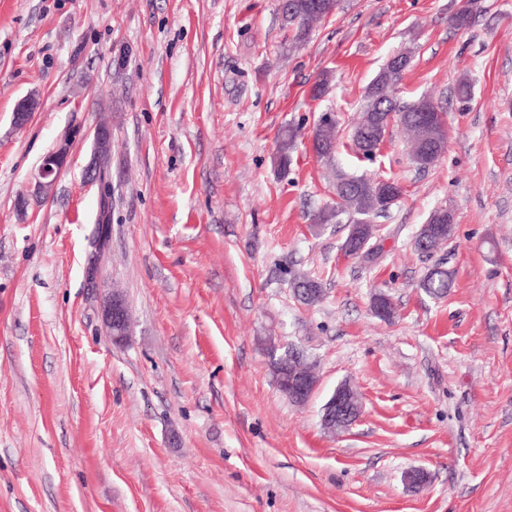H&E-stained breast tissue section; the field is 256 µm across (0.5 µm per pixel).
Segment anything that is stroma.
Wrapping results in <instances>:
<instances>
[{
  "mask_svg": "<svg viewBox=\"0 0 512 512\" xmlns=\"http://www.w3.org/2000/svg\"><path fill=\"white\" fill-rule=\"evenodd\" d=\"M457 5L341 0L298 47L277 0H0V512H512V0H474L466 30ZM406 49L401 99L445 114L425 170L395 122L373 158L349 147L366 86ZM325 112L333 161L300 141L277 170L280 127ZM103 124L102 244L85 170ZM339 171L403 186L374 262L343 255L344 225L310 221L335 205ZM441 206L453 236L419 255ZM437 264L453 280L441 299L419 286ZM300 274L320 304L294 297ZM115 290L120 345L103 323ZM378 290L392 321L372 312ZM290 345L319 376L303 406L270 369V347ZM344 383L363 412L333 435L322 409ZM70 136L64 137L56 148L44 156L38 170L37 193L48 191L64 169L70 151ZM291 287L293 293L307 305H315L323 299L322 285L306 275H298L292 279ZM300 294L306 295V299H302ZM106 333L112 342L121 344L127 340L130 327V316L124 299L119 293H112L103 311Z\"/></svg>",
  "mask_w": 512,
  "mask_h": 512,
  "instance_id": "obj_1",
  "label": "stroma"
}]
</instances>
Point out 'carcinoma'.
<instances>
[{
  "label": "carcinoma",
  "instance_id": "obj_1",
  "mask_svg": "<svg viewBox=\"0 0 512 512\" xmlns=\"http://www.w3.org/2000/svg\"><path fill=\"white\" fill-rule=\"evenodd\" d=\"M314 2L316 0H291L290 7L281 11V21L285 27L293 30V40L297 44L308 39L315 22L329 17V13L326 11L313 7ZM472 4L473 0H466L452 15L451 22L456 29L465 30L470 27L473 18ZM383 70H385L384 77L377 82H370L366 88L364 107L352 135L353 145L358 153L366 157L378 149V139L367 125V116L378 110L389 112L408 132L410 158L412 163L417 164L419 163L421 129L417 120L416 102H404L397 96V87L403 72L397 68L396 63H386ZM300 132V128L287 125L277 135L279 169L284 172L288 169L294 142ZM314 142L322 148L331 150L332 154L336 153V126L315 127ZM375 182L376 178L374 177H354L341 171L336 172V188L340 189L336 208L321 211L315 215L314 224L316 225L331 224L342 214L348 216L347 223L359 231V236L347 237L341 245V250L348 255L352 254L367 259L373 255L371 242L375 237L376 227L371 220L375 217ZM451 284L452 279L448 270L435 266L426 272L420 282V287L428 296L438 299L447 295ZM291 287L294 294L300 293L306 296L303 303L307 305H315L323 299L322 285L306 275L294 277Z\"/></svg>",
  "mask_w": 512,
  "mask_h": 512
}]
</instances>
